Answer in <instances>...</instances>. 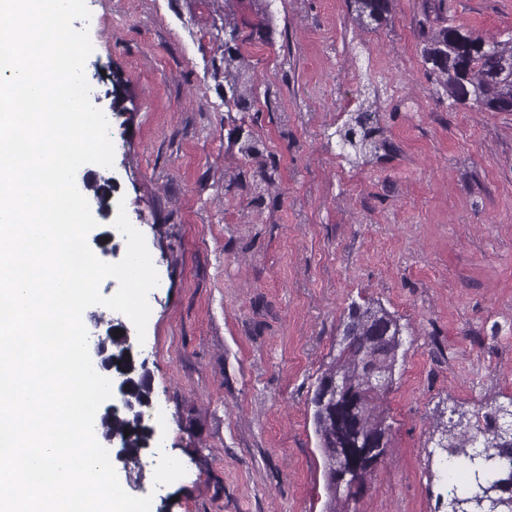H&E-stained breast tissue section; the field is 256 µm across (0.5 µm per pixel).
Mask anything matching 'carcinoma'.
<instances>
[{
	"instance_id": "obj_1",
	"label": "carcinoma",
	"mask_w": 512,
	"mask_h": 512,
	"mask_svg": "<svg viewBox=\"0 0 512 512\" xmlns=\"http://www.w3.org/2000/svg\"><path fill=\"white\" fill-rule=\"evenodd\" d=\"M356 20L377 27L390 20V0H350ZM481 38L460 26L440 27L426 39L422 54L429 70L443 83L455 102L472 104L487 112H512V39L493 43L490 52H479ZM224 111L245 112L250 108L251 89L245 76L250 61L237 46L224 48ZM341 153L366 152V136L354 138L351 129L338 132ZM403 327L399 319L374 299L350 305L341 323L336 355L316 378L310 398L314 432L325 457V481L329 495L326 512H349V502L358 492L351 491V480L341 479L345 448L362 452V473L368 478L378 458L385 454L390 426L385 424L380 401L393 386L399 351L403 346ZM114 348L97 343L101 365L123 372L129 380L124 403L105 412L99 425L103 437L119 442L130 463H138L140 451L148 447L149 434L145 410L150 404V387L145 363H137L126 337H112ZM340 380L352 396L350 409L336 411L335 393L324 384ZM502 408L486 409L483 420L460 414L457 420L436 423L437 445L454 461L455 472L467 475L464 484L454 483L448 502L462 505L461 512H475V500L487 489L498 500L496 512H512V436L499 432L492 416ZM129 435H124V430Z\"/></svg>"
}]
</instances>
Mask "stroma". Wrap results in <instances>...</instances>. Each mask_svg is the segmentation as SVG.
Returning <instances> with one entry per match:
<instances>
[{
    "mask_svg": "<svg viewBox=\"0 0 512 512\" xmlns=\"http://www.w3.org/2000/svg\"><path fill=\"white\" fill-rule=\"evenodd\" d=\"M90 100L110 116L113 201L159 284L144 343L150 512H325L310 398L351 302L404 324L390 445L353 512H447L437 415L512 401V112L451 104L431 32L512 36V0H86ZM235 18L254 109L224 110L215 33ZM122 96V115L111 113ZM373 113L375 154L337 129ZM177 473L151 480L162 462ZM390 0H350L356 20L364 26L379 27L390 20Z\"/></svg>",
    "mask_w": 512,
    "mask_h": 512,
    "instance_id": "35a3bbf8",
    "label": "stroma"
}]
</instances>
